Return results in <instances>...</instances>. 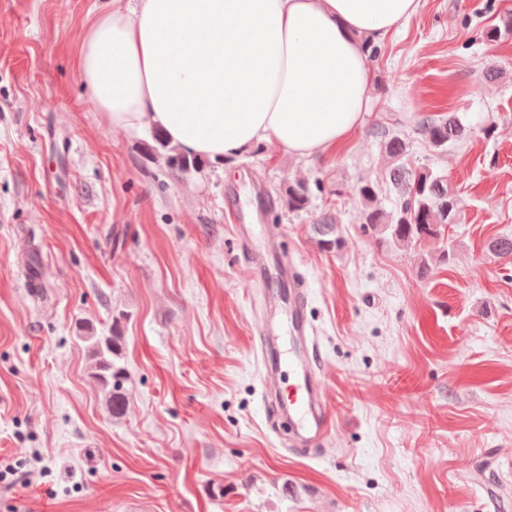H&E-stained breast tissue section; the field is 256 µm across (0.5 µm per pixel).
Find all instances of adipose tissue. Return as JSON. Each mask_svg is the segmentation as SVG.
<instances>
[{
  "instance_id": "1",
  "label": "adipose tissue",
  "mask_w": 512,
  "mask_h": 512,
  "mask_svg": "<svg viewBox=\"0 0 512 512\" xmlns=\"http://www.w3.org/2000/svg\"><path fill=\"white\" fill-rule=\"evenodd\" d=\"M419 0H131L85 27L77 71L113 128L214 160L335 151L370 101L369 47Z\"/></svg>"
}]
</instances>
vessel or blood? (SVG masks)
Wrapping results in <instances>:
<instances>
[{"label": "vessel or blood", "instance_id": "obj_1", "mask_svg": "<svg viewBox=\"0 0 512 512\" xmlns=\"http://www.w3.org/2000/svg\"><path fill=\"white\" fill-rule=\"evenodd\" d=\"M273 278L285 283L287 289L279 300L286 318L290 347L287 357L264 350L263 364L267 375H274L280 366H287L293 383L279 395V404L292 415L299 437L310 446H318L332 434V416L323 399V387L317 376V345L313 329L304 311L307 294L302 276L293 260L282 257Z\"/></svg>", "mask_w": 512, "mask_h": 512}]
</instances>
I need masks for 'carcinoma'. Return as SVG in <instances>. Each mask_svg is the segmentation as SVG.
Segmentation results:
<instances>
[{
  "label": "carcinoma",
  "mask_w": 512,
  "mask_h": 512,
  "mask_svg": "<svg viewBox=\"0 0 512 512\" xmlns=\"http://www.w3.org/2000/svg\"><path fill=\"white\" fill-rule=\"evenodd\" d=\"M512 35V14L502 19V25L487 28L484 38L498 42ZM421 132L436 151H446L448 146L463 140L467 129L456 113L428 116L421 124ZM155 145L152 151L164 156L169 167L181 172L198 170L201 161L186 155L170 144L164 133L153 131ZM383 151L389 161V182L399 192V203L395 210L387 212L374 205L378 185L365 182L359 189L363 208L359 213L360 224L383 240L397 244L422 245L428 240L442 239L450 224L457 223L459 211L455 195L448 188V178L428 168L414 169L409 165V142L392 135L382 142ZM321 190L320 183L310 187L307 183L290 184L280 195V206L290 213L307 209L313 190ZM316 243L324 252H337L344 245L332 218L325 216L312 226ZM488 249L499 258L512 259V237L501 236L488 243ZM122 317H112V327L107 336H92V353L96 359L94 378L105 396L112 417L126 414L128 397L125 388L126 368L120 364L123 358L124 334Z\"/></svg>",
  "instance_id": "cac0c4a2"
}]
</instances>
